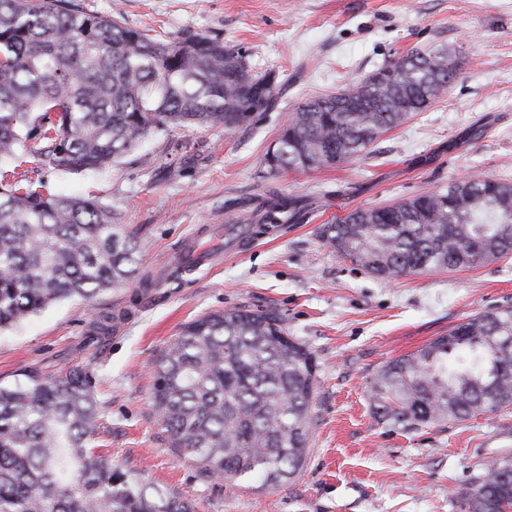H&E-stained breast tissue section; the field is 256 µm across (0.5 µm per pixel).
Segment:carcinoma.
Returning <instances> with one entry per match:
<instances>
[{
  "instance_id": "cac0c4a2",
  "label": "carcinoma",
  "mask_w": 512,
  "mask_h": 512,
  "mask_svg": "<svg viewBox=\"0 0 512 512\" xmlns=\"http://www.w3.org/2000/svg\"><path fill=\"white\" fill-rule=\"evenodd\" d=\"M248 55L206 35L166 41L67 0H0V160L29 143L60 171L106 169L150 133L222 125L272 110L277 87ZM447 48L412 51L299 105L270 172L313 171L369 154L456 78ZM25 171L0 182V330L54 303H92L140 275L139 247L96 198L42 194ZM300 201L275 192L244 213L250 230L293 224ZM326 246L381 279L459 271L512 257V183L480 172L319 227ZM151 405L169 447L214 480L264 488L300 473L318 388L314 356L278 315L235 306L185 323L154 360ZM372 413L410 431L512 405V303L454 325L392 359L372 383ZM96 377L37 370L0 385V512H194L180 495L96 452ZM466 512H512V457L459 493Z\"/></svg>"
}]
</instances>
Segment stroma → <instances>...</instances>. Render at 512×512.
I'll return each mask as SVG.
<instances>
[{"label": "stroma", "mask_w": 512, "mask_h": 512, "mask_svg": "<svg viewBox=\"0 0 512 512\" xmlns=\"http://www.w3.org/2000/svg\"><path fill=\"white\" fill-rule=\"evenodd\" d=\"M169 39L218 37L275 73L277 107L235 132L171 128L111 167L80 174L41 167L36 147L0 173L36 170L38 191L94 197L141 245L155 286L133 282L94 307L64 300L0 331V383L92 365L104 449L113 465L191 499L197 512H466L459 492L482 466L512 455V406L406 432L372 415L371 381L386 362L466 317L512 302V259L473 269L381 279L317 236L320 225L446 186L472 170L512 182V0H71ZM449 48L461 70L426 111L383 134L359 160L270 173L264 162L304 99L335 91L410 50ZM476 138H469L470 130ZM305 201L302 223L230 240L246 208L270 193ZM200 241L206 258L164 268ZM235 305L275 311L318 364L317 418L301 475L203 480L170 448L149 395L153 360L187 321ZM119 311L102 348L86 336L94 312Z\"/></svg>", "instance_id": "obj_1"}]
</instances>
